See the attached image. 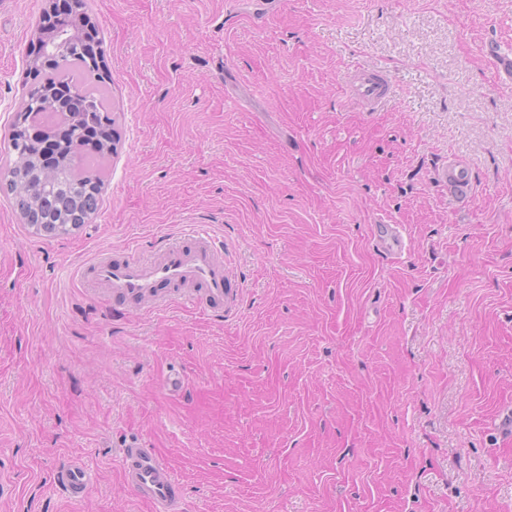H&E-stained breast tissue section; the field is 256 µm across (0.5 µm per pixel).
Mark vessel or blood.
<instances>
[{
	"label": "vessel or blood",
	"instance_id": "vessel-or-blood-1",
	"mask_svg": "<svg viewBox=\"0 0 512 512\" xmlns=\"http://www.w3.org/2000/svg\"><path fill=\"white\" fill-rule=\"evenodd\" d=\"M347 89L357 104L371 112L390 98L393 84L383 71L359 68ZM439 176L459 196L470 195L472 178L467 168H444ZM374 238L387 254L398 256L406 250L401 225L377 226ZM90 268V286L103 288L105 297L136 313L157 311L180 300L220 316L238 299L224 273V244L203 225L181 231L175 240L164 244L160 255L145 258L132 247L120 259L99 254ZM121 474L124 484L148 503L152 512H183L182 483L156 449L136 444L123 448ZM97 480L94 470L74 460L58 472L55 483L69 498L80 499Z\"/></svg>",
	"mask_w": 512,
	"mask_h": 512
}]
</instances>
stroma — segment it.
<instances>
[{"mask_svg": "<svg viewBox=\"0 0 512 512\" xmlns=\"http://www.w3.org/2000/svg\"><path fill=\"white\" fill-rule=\"evenodd\" d=\"M87 3L117 136L100 208L48 236L0 192V512H149L134 442L184 512H512V84L487 55L512 52V0ZM47 8L0 0V158ZM359 66L392 79L378 111L346 93ZM186 224L224 241V316L81 288ZM75 458L100 474L79 501L54 481ZM439 177L459 196L467 198L470 195L473 181L467 168L456 166L448 169L445 167L439 171ZM375 226L374 239L377 246L389 255H402L406 251V241L399 224H379ZM121 474L124 484L153 512H183L182 482L155 448H122Z\"/></svg>", "mask_w": 512, "mask_h": 512, "instance_id": "stroma-1", "label": "stroma"}]
</instances>
